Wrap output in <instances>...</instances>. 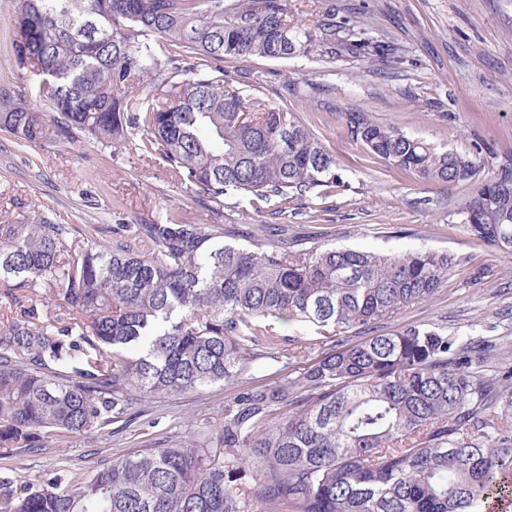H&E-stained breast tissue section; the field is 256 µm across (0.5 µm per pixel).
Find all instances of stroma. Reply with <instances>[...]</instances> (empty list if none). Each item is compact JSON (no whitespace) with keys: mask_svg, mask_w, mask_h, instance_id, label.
Wrapping results in <instances>:
<instances>
[{"mask_svg":"<svg viewBox=\"0 0 512 512\" xmlns=\"http://www.w3.org/2000/svg\"><path fill=\"white\" fill-rule=\"evenodd\" d=\"M19 0H0V95L34 89L12 50ZM295 23L334 19L365 30L396 49L383 60L368 54L317 51L285 59L229 58L227 85L294 112L336 158L345 186L323 199L322 210L277 215L272 201L228 196L223 208L205 197L191 202L162 160L141 157L133 143L111 151L79 139L54 147H21L0 134V223L40 217L78 229L176 221L220 231L229 244L250 245L282 222L319 246H349L398 254L414 249L455 257L448 283L430 300L378 323L392 333L436 323L461 336L498 339L512 358V254L475 242L458 208L466 188L429 182L393 167L354 140L346 115L379 122L438 146L476 157L492 170L512 154V0H288ZM237 389L214 384L156 402L150 421H138L102 448L86 436L42 453L0 459V476L38 482L59 469L88 472L114 454L152 441L171 445L224 421Z\"/></svg>","mask_w":512,"mask_h":512,"instance_id":"obj_1","label":"stroma"}]
</instances>
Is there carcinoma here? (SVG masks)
Segmentation results:
<instances>
[{
  "mask_svg": "<svg viewBox=\"0 0 512 512\" xmlns=\"http://www.w3.org/2000/svg\"><path fill=\"white\" fill-rule=\"evenodd\" d=\"M295 26L288 0H21L13 22L29 92L0 100L17 141L103 148L137 137L180 180L222 205L229 193L278 199V213L344 186L302 121L224 85V59H286L325 45L389 48L363 32ZM350 134L422 178L470 185L467 233L512 253V158L477 179L468 155L411 138L366 112ZM71 224H0V457L50 441L112 434L157 398L234 384L281 362L299 322L328 338L370 328L448 283L454 258L303 248L278 224L248 247L202 224H113L81 242ZM53 302L50 318L42 305ZM494 339L422 323L335 349L236 394L224 423L140 448L94 474L0 479V512H492L512 500V370H484ZM294 406L283 417L282 407ZM252 471L243 495L232 483Z\"/></svg>",
  "mask_w": 512,
  "mask_h": 512,
  "instance_id": "1",
  "label": "carcinoma"
}]
</instances>
